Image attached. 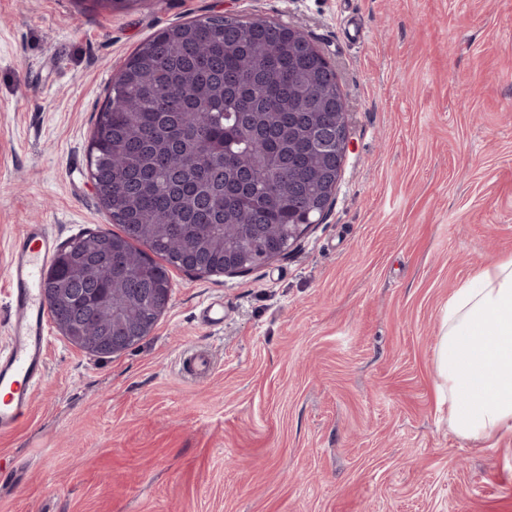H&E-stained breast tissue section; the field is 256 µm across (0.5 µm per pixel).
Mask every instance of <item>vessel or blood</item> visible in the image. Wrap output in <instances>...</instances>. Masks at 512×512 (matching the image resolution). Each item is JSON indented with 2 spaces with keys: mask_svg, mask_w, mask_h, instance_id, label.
Segmentation results:
<instances>
[{
  "mask_svg": "<svg viewBox=\"0 0 512 512\" xmlns=\"http://www.w3.org/2000/svg\"><path fill=\"white\" fill-rule=\"evenodd\" d=\"M54 239L45 225H26L10 247L6 294L12 314L7 348L0 350V432L29 414L34 390L46 371L47 344L42 284Z\"/></svg>",
  "mask_w": 512,
  "mask_h": 512,
  "instance_id": "obj_1",
  "label": "vessel or blood"
}]
</instances>
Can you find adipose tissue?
Segmentation results:
<instances>
[{
	"label": "adipose tissue",
	"mask_w": 512,
	"mask_h": 512,
	"mask_svg": "<svg viewBox=\"0 0 512 512\" xmlns=\"http://www.w3.org/2000/svg\"><path fill=\"white\" fill-rule=\"evenodd\" d=\"M436 347L448 427L495 446L512 436V257L476 268L441 310Z\"/></svg>",
	"instance_id": "obj_1"
}]
</instances>
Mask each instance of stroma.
<instances>
[{"mask_svg": "<svg viewBox=\"0 0 512 512\" xmlns=\"http://www.w3.org/2000/svg\"><path fill=\"white\" fill-rule=\"evenodd\" d=\"M214 13L295 25L335 68L330 210L253 271L171 269L126 351L50 328L31 416L0 434V512H512V437L453 433L436 365L450 295L512 256V0H0V282L24 225L109 228L88 158L107 87ZM199 350L212 373L186 375Z\"/></svg>", "mask_w": 512, "mask_h": 512, "instance_id": "35a3bbf8", "label": "stroma"}]
</instances>
